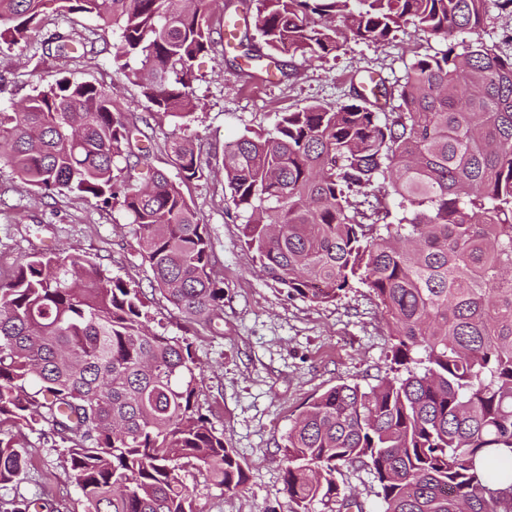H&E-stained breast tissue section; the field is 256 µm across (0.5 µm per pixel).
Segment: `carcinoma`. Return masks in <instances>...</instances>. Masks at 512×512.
Instances as JSON below:
<instances>
[{"label":"carcinoma","instance_id":"carcinoma-1","mask_svg":"<svg viewBox=\"0 0 512 512\" xmlns=\"http://www.w3.org/2000/svg\"><path fill=\"white\" fill-rule=\"evenodd\" d=\"M102 31L112 60L154 111L120 112L102 88L57 78L0 108V162L43 194L120 206L152 289L218 334L224 280L180 182L203 175L193 140L168 144L180 181L150 164L143 128L188 119L193 62L212 49L213 0H59ZM45 0H0V47L27 43ZM512 0H249L267 53L237 36L246 67L325 60L351 39L405 25L448 42L413 63L395 112L368 76L352 101L284 112L224 145V180L266 276L315 303L357 281L386 314L392 375L338 384L288 431L284 491L300 512L338 494L343 465L367 470L379 512H512V55L458 37ZM85 38L56 33L46 55ZM135 65H130V62ZM377 186L402 211L387 221ZM147 298L93 259L48 251L0 281V487L28 465L6 426L48 427L67 444L84 512H197L190 466L234 493L246 474L201 412L190 344L147 325ZM9 512L41 499L14 498Z\"/></svg>","mask_w":512,"mask_h":512}]
</instances>
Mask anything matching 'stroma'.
<instances>
[{"label":"stroma","instance_id":"stroma-1","mask_svg":"<svg viewBox=\"0 0 512 512\" xmlns=\"http://www.w3.org/2000/svg\"><path fill=\"white\" fill-rule=\"evenodd\" d=\"M75 32L93 41L84 56L39 60L40 43L56 32ZM224 29L215 26L212 51L195 63L192 93L198 103L190 122L169 117L147 134L154 144L152 166L176 176L166 149L172 137L195 138L202 148V177L183 183L182 191L207 225L214 244L216 270L224 277V308L214 322L221 335L188 324L157 292L146 267L130 252V218L121 208H103L75 194L42 195L0 163V280L15 266L47 248H64L100 264L105 275L146 291L150 325L155 331L191 343L201 368L199 403L224 444L236 452L246 482L237 492L214 487L205 474L188 469L185 482L199 512H292L284 492V444L302 404L342 383L367 385L385 376L391 363L389 325L375 298L363 284H353L335 301L316 304L289 294L267 279L241 233V218L229 203L222 159L224 145L248 131L272 129L280 113L304 106L346 101L354 79L375 71L399 90L417 59L447 48L407 25L385 44L349 41L335 56L306 63L281 57V74L243 78L226 54ZM115 33H101L95 19L61 10L49 0L31 41L0 51V106L23 101L35 87L66 76L103 87L116 107L146 111L140 89L112 62L103 45ZM31 459L17 480L0 488V499L41 491L49 512H84L72 482L65 450L47 431L16 427L11 431ZM338 494L315 502L312 512H340L344 496L354 494L367 512H377V487L371 475L345 465L336 474Z\"/></svg>","mask_w":512,"mask_h":512}]
</instances>
